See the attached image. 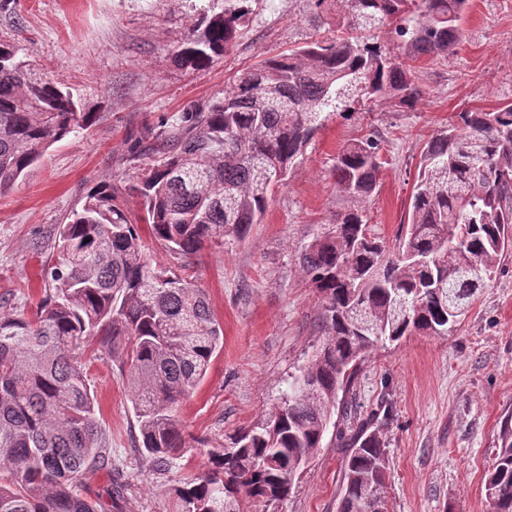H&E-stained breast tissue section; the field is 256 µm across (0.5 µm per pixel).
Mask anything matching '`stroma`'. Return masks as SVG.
Returning <instances> with one entry per match:
<instances>
[{
    "instance_id": "obj_1",
    "label": "stroma",
    "mask_w": 512,
    "mask_h": 512,
    "mask_svg": "<svg viewBox=\"0 0 512 512\" xmlns=\"http://www.w3.org/2000/svg\"><path fill=\"white\" fill-rule=\"evenodd\" d=\"M224 5L10 0L0 9V41L18 46L33 73L70 90L93 115L88 129L55 143L0 194L1 309H34L52 291L42 269L58 224L102 176H134L128 152L140 128L222 97L235 75L302 45L313 32L336 34L331 25L313 29L307 0H251L249 23L230 54L204 70L175 66L191 20ZM463 28L453 53L417 63L424 96L415 107L354 100L349 115H328L245 239L208 243L177 261L142 230L158 264L176 266L205 291L224 332L207 376L181 404L187 440L219 446L260 419L322 340L321 299L299 255L352 205L333 177L341 147L368 135L378 139L379 182L366 215L373 233L391 242L408 219L429 138L455 112L512 101V0H472ZM86 368L112 469L90 475L84 495H103L110 479L119 478L126 484L119 512H173V486L200 470L203 456L156 473L136 446L139 431L118 365L90 351ZM348 399L364 413L383 401L391 407L378 423L389 458L390 512H489L485 474L499 451L500 425L512 414V250L449 335L415 333L376 348L361 362ZM344 457L343 443L328 429L287 499L273 509L255 504V512H336Z\"/></svg>"
}]
</instances>
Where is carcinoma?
<instances>
[{"label": "carcinoma", "mask_w": 512, "mask_h": 512, "mask_svg": "<svg viewBox=\"0 0 512 512\" xmlns=\"http://www.w3.org/2000/svg\"><path fill=\"white\" fill-rule=\"evenodd\" d=\"M248 0L204 13L174 55L202 70L235 46ZM470 0H309L336 24V37L259 63L219 98L174 121L148 125L130 149L148 163L125 187L103 180L58 226L54 283L34 313L0 315V512H112L79 490L88 471L112 468L87 381L88 339L118 362L139 429V447L158 472L188 451L177 408L205 378L224 346L208 299L181 275L152 263L140 227L124 207L140 197L141 221L174 256L207 242L243 238L266 212L270 190L297 164L328 114L350 100L414 107L413 63L452 53L463 39ZM394 26L402 48L387 55L370 32ZM0 42V191L16 183L54 143L92 122L72 94L38 77ZM379 143L343 146L333 175L353 208L317 235L300 267L322 299L323 340L288 385L283 402L225 438L198 440L202 471L173 488L175 512H250L288 497L322 447L341 409L349 448L340 501L358 512L385 495L388 455L376 424L388 406L357 419L349 390L361 359L417 332L445 336L492 281L512 246V102L466 109L425 144L405 229L393 246L371 232L362 204L377 189ZM486 478L491 512H512V415L499 432Z\"/></svg>", "instance_id": "carcinoma-1"}]
</instances>
